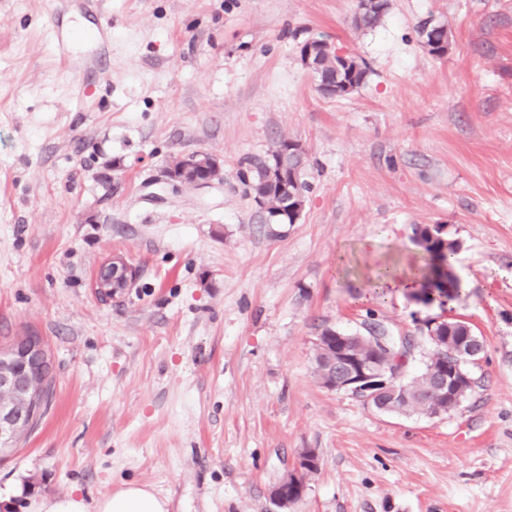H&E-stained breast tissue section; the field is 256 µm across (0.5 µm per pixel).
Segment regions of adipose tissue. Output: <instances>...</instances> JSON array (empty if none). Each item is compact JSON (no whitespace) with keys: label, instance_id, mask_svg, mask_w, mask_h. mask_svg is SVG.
<instances>
[{"label":"adipose tissue","instance_id":"obj_1","mask_svg":"<svg viewBox=\"0 0 512 512\" xmlns=\"http://www.w3.org/2000/svg\"><path fill=\"white\" fill-rule=\"evenodd\" d=\"M32 509L33 512H168V501L149 486L125 483L91 502L72 492L35 500Z\"/></svg>","mask_w":512,"mask_h":512}]
</instances>
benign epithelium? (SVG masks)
<instances>
[{
    "label": "benign epithelium",
    "instance_id": "benign-epithelium-1",
    "mask_svg": "<svg viewBox=\"0 0 512 512\" xmlns=\"http://www.w3.org/2000/svg\"><path fill=\"white\" fill-rule=\"evenodd\" d=\"M181 161L178 170L170 167L165 170L167 180L173 184L202 186L222 178L221 164L215 159L209 161L210 171L203 178L196 174L197 156L183 157ZM131 272L132 267L126 260L114 258L99 268L97 288L110 295L113 293L112 284L118 279L130 278ZM410 341L408 336L379 337L385 358L380 362L375 358H361L348 347L344 337H338L336 351L329 357L331 379L325 387L349 392L379 411H388L389 402L397 396L393 383L399 373L391 363L404 359ZM49 373L50 356L37 336H21L12 347L0 351V462L15 453L21 437L32 426L36 407L47 390ZM460 376L462 373L457 363L452 370L443 368L436 376L434 393L438 396L452 394L460 385ZM318 462L315 450L305 449L294 469L286 472L272 489L271 498L290 502L299 498L304 490L299 472L305 466H318Z\"/></svg>",
    "mask_w": 512,
    "mask_h": 512
}]
</instances>
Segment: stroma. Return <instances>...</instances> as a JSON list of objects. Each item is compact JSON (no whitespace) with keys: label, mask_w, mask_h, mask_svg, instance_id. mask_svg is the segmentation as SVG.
<instances>
[{"label":"stroma","mask_w":512,"mask_h":512,"mask_svg":"<svg viewBox=\"0 0 512 512\" xmlns=\"http://www.w3.org/2000/svg\"><path fill=\"white\" fill-rule=\"evenodd\" d=\"M99 0L106 43L54 58L55 0H0V350L41 336L54 393L0 462V512L136 481L169 512H512V0ZM450 46L431 55L422 22ZM367 68L328 97L299 42ZM97 94L77 102L81 82ZM306 153V205L267 224L240 180L280 139ZM224 178L173 187L172 158ZM461 242L459 295L371 296L376 271L421 268L416 230ZM137 271L110 298L113 256ZM411 336L430 318L484 342L472 393L437 416L380 412L314 374L324 329L367 316ZM301 498L270 490L304 449ZM131 265L122 258H113L112 261L101 266L97 272L96 285L100 292L112 295V284L118 279H130Z\"/></svg>","instance_id":"obj_1"}]
</instances>
